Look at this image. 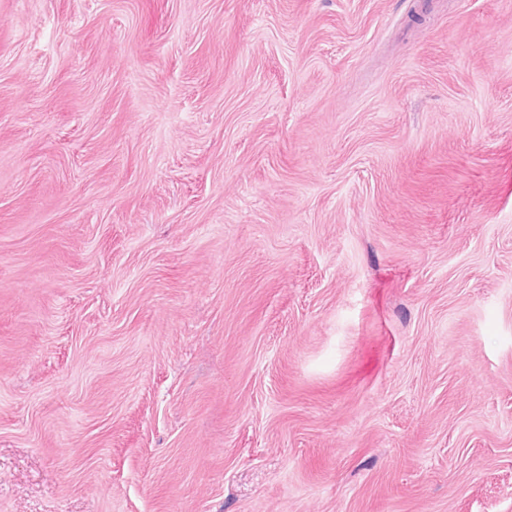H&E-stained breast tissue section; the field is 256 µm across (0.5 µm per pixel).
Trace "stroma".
<instances>
[{
    "label": "stroma",
    "instance_id": "stroma-1",
    "mask_svg": "<svg viewBox=\"0 0 512 512\" xmlns=\"http://www.w3.org/2000/svg\"><path fill=\"white\" fill-rule=\"evenodd\" d=\"M0 512H512V0H0Z\"/></svg>",
    "mask_w": 512,
    "mask_h": 512
}]
</instances>
